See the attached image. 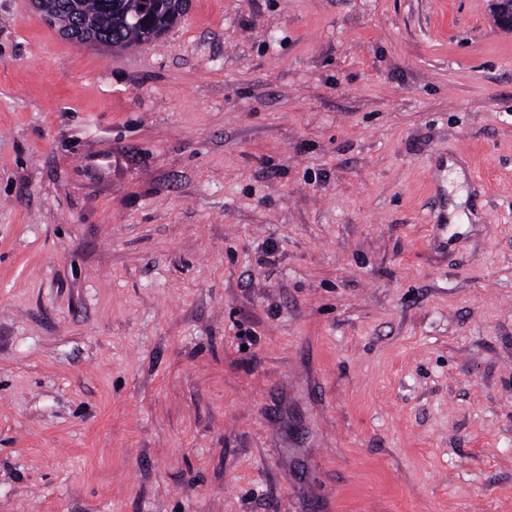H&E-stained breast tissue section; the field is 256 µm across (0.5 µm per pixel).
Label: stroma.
Segmentation results:
<instances>
[{"instance_id": "1", "label": "stroma", "mask_w": 512, "mask_h": 512, "mask_svg": "<svg viewBox=\"0 0 512 512\" xmlns=\"http://www.w3.org/2000/svg\"><path fill=\"white\" fill-rule=\"evenodd\" d=\"M493 3L0 0V512H512ZM129 0H74L83 18L86 39H102L112 48H128L157 39L173 28L186 13L183 0H163L156 14L145 25L133 24L135 14L127 15Z\"/></svg>"}]
</instances>
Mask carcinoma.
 <instances>
[{"label": "carcinoma", "instance_id": "carcinoma-1", "mask_svg": "<svg viewBox=\"0 0 512 512\" xmlns=\"http://www.w3.org/2000/svg\"><path fill=\"white\" fill-rule=\"evenodd\" d=\"M83 18L86 38L102 39L112 48H128L157 39L173 28L186 13L184 0H162L151 20L133 24L127 0H74Z\"/></svg>", "mask_w": 512, "mask_h": 512}]
</instances>
